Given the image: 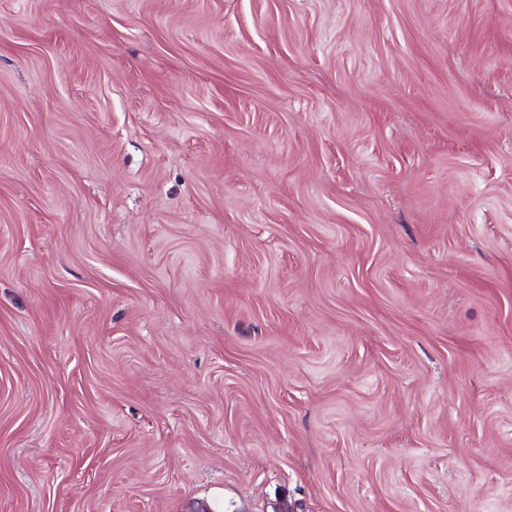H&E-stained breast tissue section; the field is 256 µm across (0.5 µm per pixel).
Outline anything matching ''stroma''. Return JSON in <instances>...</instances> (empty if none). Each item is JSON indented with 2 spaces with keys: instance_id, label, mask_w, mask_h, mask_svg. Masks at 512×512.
Here are the masks:
<instances>
[{
  "instance_id": "stroma-1",
  "label": "stroma",
  "mask_w": 512,
  "mask_h": 512,
  "mask_svg": "<svg viewBox=\"0 0 512 512\" xmlns=\"http://www.w3.org/2000/svg\"><path fill=\"white\" fill-rule=\"evenodd\" d=\"M512 512V0H0V512Z\"/></svg>"
}]
</instances>
